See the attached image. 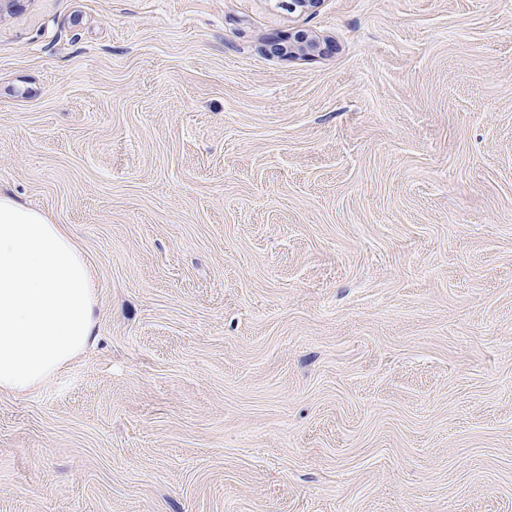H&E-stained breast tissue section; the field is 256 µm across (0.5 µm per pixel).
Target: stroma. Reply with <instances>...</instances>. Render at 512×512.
Segmentation results:
<instances>
[{
  "label": "stroma",
  "mask_w": 512,
  "mask_h": 512,
  "mask_svg": "<svg viewBox=\"0 0 512 512\" xmlns=\"http://www.w3.org/2000/svg\"><path fill=\"white\" fill-rule=\"evenodd\" d=\"M0 194L101 311L0 512H512V0H18ZM283 42H288L286 46ZM320 41L308 32L300 30L288 35L287 39H280L271 43L273 52L280 55L314 56L320 52Z\"/></svg>",
  "instance_id": "35a3bbf8"
}]
</instances>
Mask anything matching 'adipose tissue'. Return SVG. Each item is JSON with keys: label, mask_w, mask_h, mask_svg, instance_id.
Instances as JSON below:
<instances>
[{"label": "adipose tissue", "mask_w": 512, "mask_h": 512, "mask_svg": "<svg viewBox=\"0 0 512 512\" xmlns=\"http://www.w3.org/2000/svg\"><path fill=\"white\" fill-rule=\"evenodd\" d=\"M93 271L67 227L0 195V393L27 392L98 336Z\"/></svg>", "instance_id": "1"}]
</instances>
